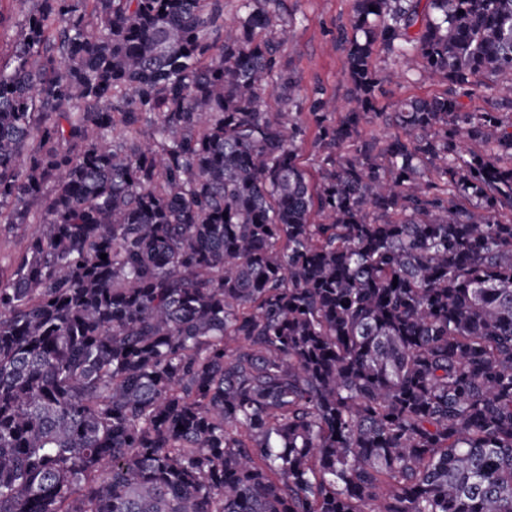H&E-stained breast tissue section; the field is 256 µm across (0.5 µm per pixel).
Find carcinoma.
<instances>
[{
    "label": "carcinoma",
    "instance_id": "cac0c4a2",
    "mask_svg": "<svg viewBox=\"0 0 512 512\" xmlns=\"http://www.w3.org/2000/svg\"><path fill=\"white\" fill-rule=\"evenodd\" d=\"M30 2L0 512H512V0H354L336 122L281 66L285 0ZM379 50L448 92L375 111ZM362 129L365 135L375 137L382 141H390L395 138H399L402 141L406 140L401 130L385 125L382 123L381 119L376 118L372 114L364 119ZM304 120L306 125V135L300 147V161L303 163V166L310 177L315 180L317 176V162L314 156L313 141L317 133V127L315 124L308 122L306 118H304Z\"/></svg>",
    "mask_w": 512,
    "mask_h": 512
}]
</instances>
